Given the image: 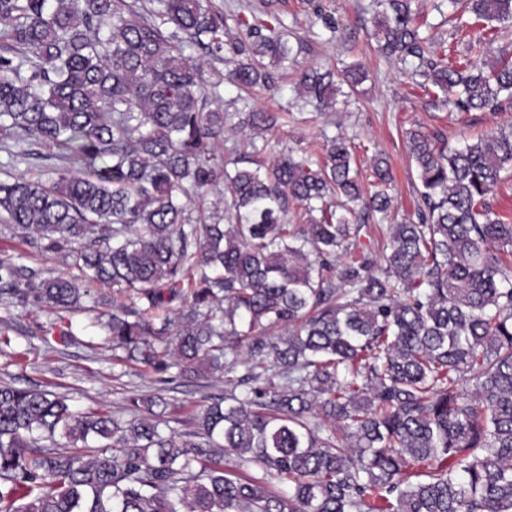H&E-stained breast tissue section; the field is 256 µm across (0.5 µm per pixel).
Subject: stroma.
<instances>
[{
  "label": "stroma",
  "mask_w": 512,
  "mask_h": 512,
  "mask_svg": "<svg viewBox=\"0 0 512 512\" xmlns=\"http://www.w3.org/2000/svg\"><path fill=\"white\" fill-rule=\"evenodd\" d=\"M344 25L341 37H333L323 25H310L307 0H278L277 11L288 30L307 45L294 69L340 67L362 62L369 72L359 95L337 102L335 108L320 112L304 105L292 81L280 80L274 91H258L247 102H239L238 91L222 84L220 102L232 106L237 114L247 108L269 112L290 111L287 123L267 136L270 151L261 153L267 162L275 150L303 149L320 154L325 138L345 133L352 140L362 182L372 178L377 157L391 165L394 177L390 219L374 217L375 249L389 239L390 220L413 216L419 181L409 153L406 132L415 127L431 135L447 138L455 147L463 139L490 129L512 130V108L502 112L457 113L446 106L429 108L428 100L437 88L422 89L402 73L400 63L380 56L371 40L375 0H323ZM23 255L26 262L43 268L47 274L68 271L62 255L42 252L23 244L11 227L0 219V254ZM99 309L77 312H50L35 303L20 304L0 298V382L18 387L36 384L63 394L70 405L81 410L107 409L122 413L125 399L132 394H160L168 399L166 420L177 432L190 430L193 417L224 393L222 375L206 373L179 376L177 369L157 373L125 361L122 350L113 348ZM73 331L77 339L67 342L63 331Z\"/></svg>",
  "instance_id": "obj_1"
}]
</instances>
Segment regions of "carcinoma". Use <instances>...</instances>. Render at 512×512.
<instances>
[{
	"label": "carcinoma",
	"mask_w": 512,
	"mask_h": 512,
	"mask_svg": "<svg viewBox=\"0 0 512 512\" xmlns=\"http://www.w3.org/2000/svg\"><path fill=\"white\" fill-rule=\"evenodd\" d=\"M412 2L377 0L379 50L460 113L512 106V59L448 62ZM448 8L461 28L467 13L512 24V0ZM266 16L213 0H0V214L78 271L0 255V296L76 311L110 288L125 360L225 385L193 429L166 433L155 394L129 396L122 420L0 383V512H512V224L488 202L512 131L450 147L410 130L421 203L379 256L360 233L392 206L385 160L366 191L340 134L317 159L284 150L252 168L218 153L224 80L269 90L294 55ZM311 17L340 28L322 0ZM367 78L354 62L296 85L326 109ZM286 117L241 124L260 137ZM40 148L68 167L32 174ZM220 187L224 209L192 218ZM291 202L305 223H288ZM176 300L177 319L161 316Z\"/></svg>",
	"instance_id": "obj_1"
}]
</instances>
